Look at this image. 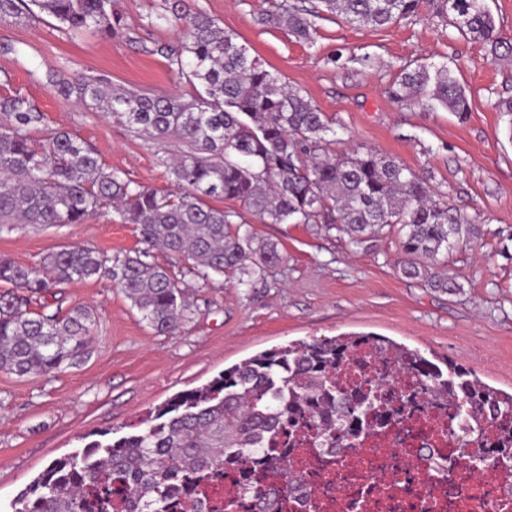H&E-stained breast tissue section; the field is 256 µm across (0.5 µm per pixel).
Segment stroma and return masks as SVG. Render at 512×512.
Segmentation results:
<instances>
[{
	"instance_id": "1",
	"label": "stroma",
	"mask_w": 512,
	"mask_h": 512,
	"mask_svg": "<svg viewBox=\"0 0 512 512\" xmlns=\"http://www.w3.org/2000/svg\"><path fill=\"white\" fill-rule=\"evenodd\" d=\"M195 3L335 119V154L372 148L430 172L445 201L478 230L448 258V273L461 289L449 294L403 278L395 237L356 249L320 225L262 224L247 212L243 221L257 238L277 242L282 262L245 285L222 277L202 281L188 273L187 263L177 262L196 314L175 333L154 334L110 281L63 285L56 295L62 309L88 305L99 316L91 355L43 377L0 371V512H11L13 498L52 460L83 449L99 431L124 435L129 422L178 392L292 341L376 334L419 350L437 365L455 362L487 385L512 392V139L506 116L495 108L497 100L512 98V55L492 57L483 44L443 26L425 6L378 28L327 14L318 19L309 44L288 29L259 23L271 0ZM116 4L128 28L112 39L66 37L47 16L0 25V42L18 48L0 54V95L25 93L50 128L77 134L106 168L171 191L173 178L159 159L179 153L178 142L135 134L104 113L73 106L44 84L55 71L191 98L192 88L176 70L150 52L158 42L179 43L177 32L157 19L161 0ZM366 54L374 66L358 64ZM417 60L453 63L471 92L466 119L391 100L400 65ZM65 243L110 255L140 246L134 226L116 216L0 232V253L24 265L38 264Z\"/></svg>"
}]
</instances>
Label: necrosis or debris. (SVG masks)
Returning a JSON list of instances; mask_svg holds the SVG:
<instances>
[{
    "label": "necrosis or debris",
    "mask_w": 512,
    "mask_h": 512,
    "mask_svg": "<svg viewBox=\"0 0 512 512\" xmlns=\"http://www.w3.org/2000/svg\"><path fill=\"white\" fill-rule=\"evenodd\" d=\"M456 445L447 418L429 405L403 425L366 434L332 468L298 449L288 468L303 492L283 512H512V466L489 454H477L448 495L433 462L452 457Z\"/></svg>",
    "instance_id": "1"
}]
</instances>
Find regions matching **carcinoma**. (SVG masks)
<instances>
[{"instance_id":"carcinoma-1","label":"carcinoma","mask_w":512,"mask_h":512,"mask_svg":"<svg viewBox=\"0 0 512 512\" xmlns=\"http://www.w3.org/2000/svg\"><path fill=\"white\" fill-rule=\"evenodd\" d=\"M422 0H319L312 7L279 0L260 15L264 26H284L310 43L316 19L327 12L349 24L383 27L415 15ZM432 14L483 44L494 57L512 54L488 0H428ZM45 14L68 35L92 30L111 38L126 30L115 0H0V24ZM158 19L179 32L181 44L150 49L176 67L193 88L189 100L160 92L114 91L101 80L48 73L51 90L137 133L174 139L183 150L168 164L179 192H163L109 171L97 151L69 131L43 139L45 114L27 95L0 97V229L12 223L83 224L108 207L139 237L134 253L108 256L63 246L26 266L0 254V370L41 377L90 355L99 320L88 306L32 314V299L73 281L106 278L158 335L171 334L195 310L170 267L151 260L160 250L183 259L203 281L227 276L243 284L280 263L278 244L255 245L240 214L210 204L240 203L262 224H322L366 249L389 234L399 238L398 272L429 288L453 293L448 255L475 236V227L437 198L429 179L372 149L337 156L330 149L333 120L312 98L288 87L237 35L224 30L194 0H163ZM402 104L443 108L462 118L469 91L446 63L401 66L390 91ZM369 354L376 370L341 385L342 367ZM407 378L396 403L383 390ZM424 398L448 406V421L465 436L457 451L471 455L488 414L498 433L488 450L512 462V394L463 369L446 378L419 351L375 335L302 341L259 353L209 384L181 394L131 425L134 432L57 459L12 502V512H173V491L190 493L227 465L253 466L238 492L257 512H278L280 498L299 491L288 472L285 427L329 465L336 450L353 447L365 432L411 418Z\"/></svg>"}]
</instances>
